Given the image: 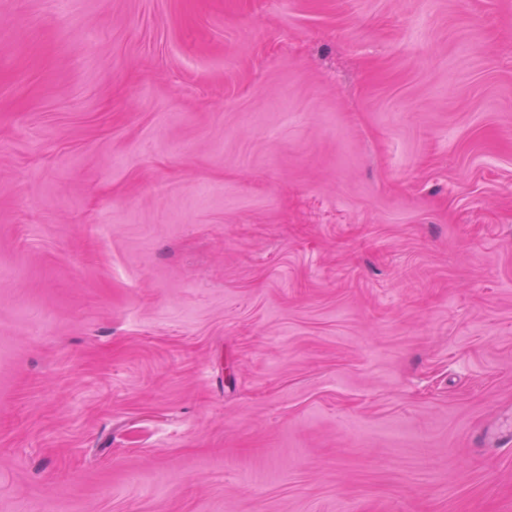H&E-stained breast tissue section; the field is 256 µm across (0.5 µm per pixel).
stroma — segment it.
I'll list each match as a JSON object with an SVG mask.
<instances>
[{
    "label": "stroma",
    "mask_w": 512,
    "mask_h": 512,
    "mask_svg": "<svg viewBox=\"0 0 512 512\" xmlns=\"http://www.w3.org/2000/svg\"><path fill=\"white\" fill-rule=\"evenodd\" d=\"M512 0H0V512H512Z\"/></svg>",
    "instance_id": "stroma-1"
}]
</instances>
